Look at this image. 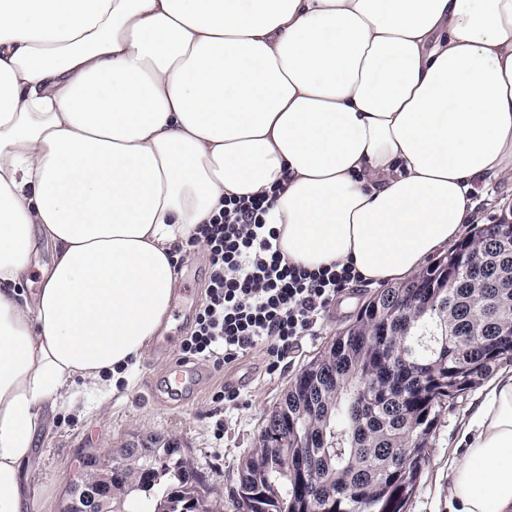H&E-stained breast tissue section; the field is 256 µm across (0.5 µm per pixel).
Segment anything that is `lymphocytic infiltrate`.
<instances>
[{"label":"lymphocytic infiltrate","mask_w":512,"mask_h":512,"mask_svg":"<svg viewBox=\"0 0 512 512\" xmlns=\"http://www.w3.org/2000/svg\"><path fill=\"white\" fill-rule=\"evenodd\" d=\"M270 207L265 195H225L223 208L190 238V245L205 247L209 276L182 361L206 359L220 367L263 343L279 362L342 291L359 283L350 266L314 270L284 262L279 234L266 221Z\"/></svg>","instance_id":"lymphocytic-infiltrate-1"}]
</instances>
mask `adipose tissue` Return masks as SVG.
I'll return each instance as SVG.
<instances>
[{
  "label": "adipose tissue",
  "mask_w": 512,
  "mask_h": 512,
  "mask_svg": "<svg viewBox=\"0 0 512 512\" xmlns=\"http://www.w3.org/2000/svg\"><path fill=\"white\" fill-rule=\"evenodd\" d=\"M499 178L512 0H0V512L25 508L46 409L147 350L224 195L274 194L288 263L379 285ZM465 430L455 512H512V368Z\"/></svg>",
  "instance_id": "ef3b65f1"
}]
</instances>
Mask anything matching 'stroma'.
I'll return each instance as SVG.
<instances>
[{
  "label": "stroma",
  "instance_id": "stroma-1",
  "mask_svg": "<svg viewBox=\"0 0 512 512\" xmlns=\"http://www.w3.org/2000/svg\"><path fill=\"white\" fill-rule=\"evenodd\" d=\"M473 196L477 205L470 225L477 228L499 216L503 207H512V181L476 185ZM176 267L174 296L160 329L161 335L172 337V345L163 350L151 344L114 387L102 390L78 384L71 388L35 441L26 512H60L69 468L79 456L89 451L106 455L126 444L131 435L156 433L177 439L201 477V493L220 512H239L238 472L256 446L262 423L304 365L354 321L364 303L378 292L364 283L344 291L323 314L316 332L299 340L277 370H269L261 346L220 368L202 360L198 366L204 377L196 390L173 398L159 381L177 362L181 343L205 300L209 269L204 248L198 245L181 251ZM224 388L239 391V403L213 402V395ZM476 396V391H469L452 410L440 413L419 489L407 512H448V456L463 449L462 422Z\"/></svg>",
  "mask_w": 512,
  "mask_h": 512
}]
</instances>
